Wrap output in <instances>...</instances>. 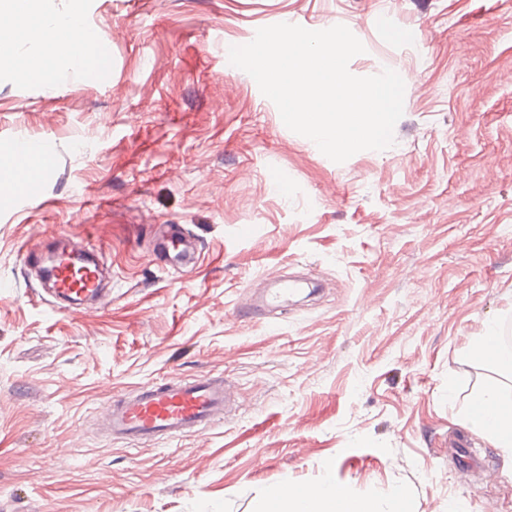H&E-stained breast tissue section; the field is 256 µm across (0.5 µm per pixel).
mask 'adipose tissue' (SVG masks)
<instances>
[{
  "label": "adipose tissue",
  "instance_id": "adipose-tissue-1",
  "mask_svg": "<svg viewBox=\"0 0 512 512\" xmlns=\"http://www.w3.org/2000/svg\"><path fill=\"white\" fill-rule=\"evenodd\" d=\"M2 16L9 17L11 24L0 28V59L16 45H31L36 56L27 73L45 83L61 79L59 62L85 68L88 51L98 40L85 26L80 10L54 14L48 11L46 0H0ZM497 334V324H485L470 345V355L493 366L501 379L472 400L464 420L493 447L512 457V351L499 348ZM281 500L283 512H370L366 504L338 499L320 486L288 492Z\"/></svg>",
  "mask_w": 512,
  "mask_h": 512
}]
</instances>
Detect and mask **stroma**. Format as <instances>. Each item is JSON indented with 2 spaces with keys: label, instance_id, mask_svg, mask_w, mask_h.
<instances>
[{
  "label": "stroma",
  "instance_id": "obj_1",
  "mask_svg": "<svg viewBox=\"0 0 512 512\" xmlns=\"http://www.w3.org/2000/svg\"><path fill=\"white\" fill-rule=\"evenodd\" d=\"M85 69L0 67V158L43 139L36 190L0 193V512H265L319 484L384 512H512V462L464 422L512 350V0H82ZM288 22L347 26L356 76L405 82L394 143L343 163L289 130L224 51ZM398 37H390V30ZM88 151H78L80 142ZM202 257L162 269L151 227ZM99 252L109 296L46 303L25 246ZM312 298L246 314L266 274ZM234 381L203 434L129 448L98 410L174 376ZM479 467L448 453L457 439Z\"/></svg>",
  "mask_w": 512,
  "mask_h": 512
}]
</instances>
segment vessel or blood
<instances>
[{"instance_id": "vessel-or-blood-1", "label": "vessel or blood", "mask_w": 512, "mask_h": 512, "mask_svg": "<svg viewBox=\"0 0 512 512\" xmlns=\"http://www.w3.org/2000/svg\"><path fill=\"white\" fill-rule=\"evenodd\" d=\"M160 260L181 265L186 234L180 225L168 224L162 230ZM101 263L93 255L76 253L63 260L47 282L49 291L72 304L101 300ZM229 383L208 375L193 378L174 377L163 383L137 387L107 402L101 412L106 433L128 441H151L202 433L223 422L232 399Z\"/></svg>"}]
</instances>
